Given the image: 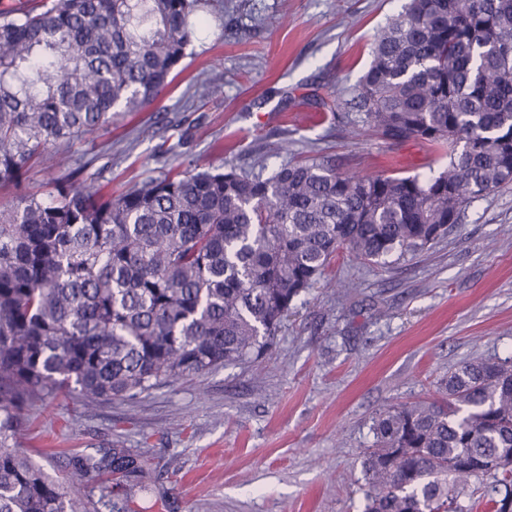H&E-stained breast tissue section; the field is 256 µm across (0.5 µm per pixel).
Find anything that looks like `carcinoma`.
Returning a JSON list of instances; mask_svg holds the SVG:
<instances>
[{"label":"carcinoma","instance_id":"1","mask_svg":"<svg viewBox=\"0 0 512 512\" xmlns=\"http://www.w3.org/2000/svg\"><path fill=\"white\" fill-rule=\"evenodd\" d=\"M207 0H53L0 18V512H79L8 441L20 411L60 394L135 400L270 354L281 322L341 254H417L467 205L512 183V0H408L374 35L356 90L392 145L446 158L427 175L287 160L270 176L190 168L117 195L73 174L32 191L59 141L141 111L171 84ZM448 401L373 420L363 512H468L491 477L512 508V359L460 364ZM151 449H112L125 498L153 491Z\"/></svg>","mask_w":512,"mask_h":512}]
</instances>
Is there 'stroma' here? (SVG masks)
Returning <instances> with one entry per match:
<instances>
[{
	"label": "stroma",
	"instance_id": "obj_1",
	"mask_svg": "<svg viewBox=\"0 0 512 512\" xmlns=\"http://www.w3.org/2000/svg\"><path fill=\"white\" fill-rule=\"evenodd\" d=\"M406 0H211L171 85L150 107L51 149L73 172L125 191L189 166L270 175L265 147L330 156L340 171L414 175L421 141L388 145L354 105L376 31ZM287 15L272 28L268 19ZM224 92L206 95L212 72ZM359 130L347 138V127ZM335 279L359 282L337 300ZM512 359V185L472 202L418 255L382 266L337 258L278 329L272 352L143 394L84 406L71 397L23 411L16 444L90 512H362L361 461L373 417L427 400L461 362ZM153 450L155 493L112 490L113 447ZM95 468L71 481L75 457Z\"/></svg>",
	"mask_w": 512,
	"mask_h": 512
}]
</instances>
